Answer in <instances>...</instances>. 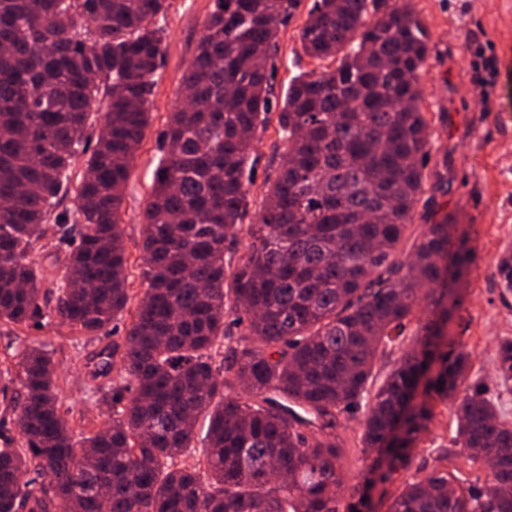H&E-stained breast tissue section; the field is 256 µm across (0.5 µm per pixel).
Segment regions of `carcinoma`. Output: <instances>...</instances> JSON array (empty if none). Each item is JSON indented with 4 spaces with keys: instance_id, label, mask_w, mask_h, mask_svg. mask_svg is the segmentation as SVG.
Instances as JSON below:
<instances>
[{
    "instance_id": "obj_1",
    "label": "carcinoma",
    "mask_w": 512,
    "mask_h": 512,
    "mask_svg": "<svg viewBox=\"0 0 512 512\" xmlns=\"http://www.w3.org/2000/svg\"><path fill=\"white\" fill-rule=\"evenodd\" d=\"M301 0H213L168 116L144 212L146 288L125 335L91 372L107 426L74 436L43 345L12 355L18 436L0 443V512H353L338 416L363 412L382 481L454 400L460 456L483 484L448 490L433 471L387 512H512V425L483 385L458 394L471 353L440 350L448 285L471 258L437 196L417 87L431 35L388 0H314L305 53L334 69L294 77L272 100L270 51ZM166 0H0V325L55 321L93 338L127 311L119 209L149 126ZM277 109L286 160L254 224H240L256 134ZM101 113L99 127L90 123ZM73 200L72 167L91 139ZM429 220L402 247L417 204ZM247 255L230 270L239 234ZM497 274L512 290V254ZM418 348L373 375L415 309ZM121 372L112 378L115 360ZM496 375L512 381V338ZM207 423L203 458L177 459Z\"/></svg>"
}]
</instances>
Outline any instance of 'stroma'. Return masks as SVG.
I'll use <instances>...</instances> for the list:
<instances>
[{
    "instance_id": "stroma-1",
    "label": "stroma",
    "mask_w": 512,
    "mask_h": 512,
    "mask_svg": "<svg viewBox=\"0 0 512 512\" xmlns=\"http://www.w3.org/2000/svg\"><path fill=\"white\" fill-rule=\"evenodd\" d=\"M313 3L301 0L295 16L278 33L270 79L275 95H283L300 73L334 66L329 59H312L302 48L299 30ZM410 6L432 37L433 50L420 81L433 133L431 156L448 159V211L456 217L457 234L467 236L475 251L468 275L453 285L456 303L449 310L448 333L471 353L465 386L483 383L496 390L500 417L512 424V383L503 384L494 374L498 343L512 338V292L504 293L496 273L499 257L512 253V0H410ZM212 7L213 0H167L165 12L156 19L163 32L165 56L154 77L150 123L120 210L130 293L136 299L143 291L144 212L163 155L160 134L169 112L180 104L183 75ZM285 151L276 120H269L254 142L243 224L255 222ZM31 342L44 343L53 354L60 397L73 431L95 430L106 423L109 414L96 401L90 375L101 341L72 335L68 327L57 323L39 330L4 326L0 328V362L9 346ZM361 431L359 417L340 416L342 495L351 498L355 487H362L364 500L358 505L359 512H386L389 496L404 482L421 479L437 467L461 481L476 479V471L455 455L451 414H443L421 436L411 450L407 469L369 486L364 483V470L377 452L362 446Z\"/></svg>"
}]
</instances>
